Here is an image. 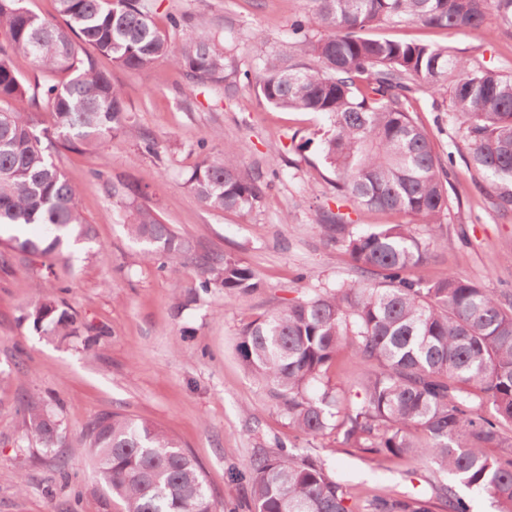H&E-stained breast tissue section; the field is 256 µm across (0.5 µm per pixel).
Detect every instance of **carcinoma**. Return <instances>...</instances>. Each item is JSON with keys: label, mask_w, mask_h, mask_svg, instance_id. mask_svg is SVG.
I'll return each instance as SVG.
<instances>
[{"label": "carcinoma", "mask_w": 512, "mask_h": 512, "mask_svg": "<svg viewBox=\"0 0 512 512\" xmlns=\"http://www.w3.org/2000/svg\"><path fill=\"white\" fill-rule=\"evenodd\" d=\"M23 0H0V228L38 224L40 238L0 245L43 256L63 240H88L90 224L76 204L77 188L54 162L50 147H90L104 138L133 139L158 154L150 134L130 123L123 92L97 69L91 51L112 65L143 71L159 63L195 84L242 88L217 29L177 42L142 0H58L64 24L43 19ZM316 12L296 21L300 50L260 54L255 81L271 106L316 112L329 125L319 140L336 189L357 205L402 213L406 224L354 232L333 213L319 215L323 236L341 246L363 278L325 289L256 320L240 333L243 364L270 387L289 423L305 435H332L336 446L365 455L433 464L451 477L430 493L373 496L350 503L349 486L320 459L292 451L254 454L232 470L254 512H471L456 485L490 496L512 512V297H501L458 274L414 279L430 243L413 222L437 224L449 209L447 170L426 130L409 110L418 92H448L450 112L470 146V161L494 180L496 208L512 213V76L475 66L448 46L371 37L379 23L420 22L462 31L482 26L489 11L512 27V0H316ZM323 34L313 41L308 31ZM22 55L35 74L13 64ZM24 103L19 109L16 104ZM49 126L36 132L40 115ZM215 210L248 213L268 184L237 153L204 157L185 181ZM125 205L128 236L145 261L194 263L196 288L242 295L259 286L254 269L228 254L201 252L162 221L147 188L112 184ZM52 339L82 336L91 345L104 330L82 324L53 300L26 314ZM347 347L360 366L359 391L340 396L320 384ZM336 405V412L327 410ZM23 437L42 448H64L61 420L48 404L25 400ZM106 504L125 512H217L199 464L161 428L118 413L102 414L84 432Z\"/></svg>", "instance_id": "1"}]
</instances>
